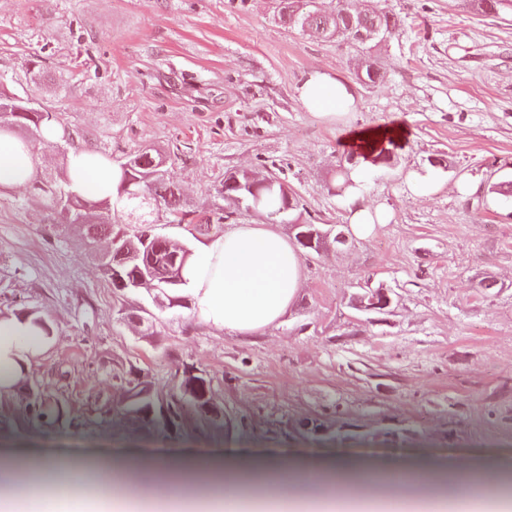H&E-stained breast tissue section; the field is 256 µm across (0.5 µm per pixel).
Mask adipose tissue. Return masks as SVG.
I'll use <instances>...</instances> for the list:
<instances>
[{
  "label": "adipose tissue",
  "instance_id": "1",
  "mask_svg": "<svg viewBox=\"0 0 512 512\" xmlns=\"http://www.w3.org/2000/svg\"><path fill=\"white\" fill-rule=\"evenodd\" d=\"M299 99L319 117L335 121L355 106L348 87L336 77L315 72L297 89ZM369 163L358 160L348 172L345 205L358 234L387 221L385 211L363 203ZM72 185L91 200L114 196L119 176L111 163L89 150L72 151L66 161ZM36 174L31 145L9 131L0 132V188L20 189ZM197 318L231 335L264 332L285 313L304 282L302 256L267 224H237L206 244L185 271ZM39 344L29 323L0 319V395L12 393L22 373L18 363ZM439 470L420 467L360 468L351 462H330L324 469L278 461L252 463L213 460H168L106 455L81 461L62 455L29 456L13 464L11 497L47 504L49 512H72L77 488L94 494L95 512H113L117 499L139 504L154 497L164 512H180L188 501L213 512H251L269 505L271 512H296L300 503L320 502L344 507L352 499L376 500L385 486L390 512H404L405 491L416 487L433 499Z\"/></svg>",
  "mask_w": 512,
  "mask_h": 512
}]
</instances>
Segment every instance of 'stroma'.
<instances>
[{
  "mask_svg": "<svg viewBox=\"0 0 512 512\" xmlns=\"http://www.w3.org/2000/svg\"><path fill=\"white\" fill-rule=\"evenodd\" d=\"M396 33L364 48L279 20L280 0H0V90L57 112L70 142L38 138L36 180L70 151L110 162L167 158L186 208L224 204V176L268 167L301 209L271 224L348 231L346 244L303 256L305 280L280 322L233 336L181 301L114 288L97 249L30 189H0V318L34 313L51 327L24 380L61 403L44 423L20 392L0 396V451L186 455L233 452L285 462L367 459L512 464V6L478 0H377ZM40 86L27 84L33 59ZM379 70L362 81L361 66ZM345 81L349 126H402L372 162L364 192L389 223L351 233L339 172V126L314 117L297 88L311 72ZM435 190L411 195L410 174ZM383 291L389 307L367 308ZM150 311L139 332L130 315ZM211 382L223 425L141 427L120 403L129 371L158 395L182 364Z\"/></svg>",
  "mask_w": 512,
  "mask_h": 512,
  "instance_id": "1",
  "label": "stroma"
}]
</instances>
